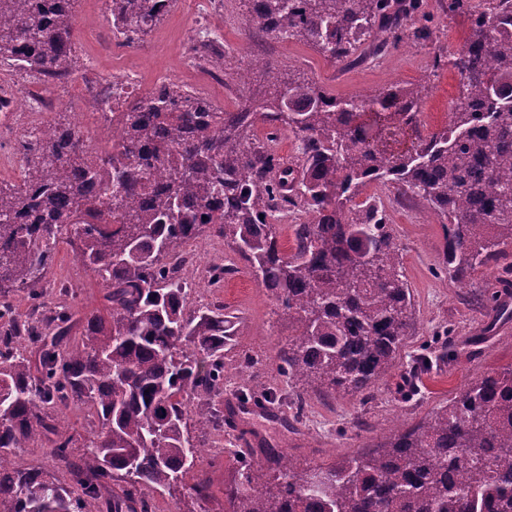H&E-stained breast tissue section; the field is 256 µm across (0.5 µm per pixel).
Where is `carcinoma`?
<instances>
[{
	"label": "carcinoma",
	"mask_w": 512,
	"mask_h": 512,
	"mask_svg": "<svg viewBox=\"0 0 512 512\" xmlns=\"http://www.w3.org/2000/svg\"><path fill=\"white\" fill-rule=\"evenodd\" d=\"M74 0H0V59L36 79L68 72ZM112 33L132 46L170 6L106 0ZM265 34L298 37L329 60L371 40L378 55L403 40L422 0H247ZM472 16L453 57L462 81L449 125L422 134L426 87H395L348 103L258 62L267 91L234 112L175 84L117 103L120 144L95 156L66 118L27 142L24 174L0 182V296L37 302L58 245L105 288L106 313L86 318L62 345L72 314L22 320L0 303V512H152L145 490L169 492L205 452L201 427L233 422L215 403L224 345L240 328L224 305L186 309L181 243L208 229L224 240L294 325L281 350L300 418L305 395L367 394L396 365L412 329V296L386 211L361 187L376 180L416 193L448 218L444 268L463 281L504 261L512 284V0H448ZM289 128L301 140L299 176L257 140ZM412 136L381 148L382 127ZM292 225L291 251L279 215ZM53 331L46 341V331ZM85 404L97 420L87 451L50 409ZM46 440L62 475L19 469L12 449ZM274 483L251 464L225 488L227 512H512V366L472 382L407 426L395 422L371 449L325 469L293 471L266 451Z\"/></svg>",
	"instance_id": "obj_1"
}]
</instances>
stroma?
<instances>
[{
  "mask_svg": "<svg viewBox=\"0 0 512 512\" xmlns=\"http://www.w3.org/2000/svg\"><path fill=\"white\" fill-rule=\"evenodd\" d=\"M203 7L204 0H175L143 42L128 48L127 61L140 74L139 93L153 90L159 74L176 85L190 87L195 58L188 33ZM235 13L237 24L218 29L232 58L224 71L223 84L211 96L219 108L236 109L243 89L238 73L251 57L258 56L268 58L280 70L302 73L307 81L339 99L379 93L394 85L424 84V133L440 131L447 125L449 105L460 94V76L452 69H434L432 56L438 48H462L471 28L468 14L449 12L448 0H423L421 12L408 20L406 36L397 49L353 65L329 62L295 38L268 46L265 39L253 33L247 10L239 6ZM75 29L78 60L67 80L44 83L11 69L0 84L11 93L20 91L27 97L49 100L47 112L52 122L63 112L75 115L91 111L83 84L86 72H93L104 82L112 79V57L100 48L101 36L108 29L105 0H78ZM379 191L384 194L389 227L413 296V330L399 350L396 367L376 382L372 398L312 394L306 398L312 413L300 422L251 418V428L286 451L299 472L328 466L341 456L368 448L385 434L391 422L417 423L477 378L512 365V288L496 291V300L488 298L498 265L489 263L468 281L457 282L442 266L444 218L434 214L422 198L397 199L393 191L382 190L375 182L362 187L358 197L363 200ZM195 263L202 270L213 264L236 268L223 283L203 290L210 301L238 314L244 326L236 344L224 348V400L238 398V390L245 383L255 394L276 396L277 409H284L289 388L279 371V353L292 333L287 313L279 309L267 288L240 268L232 249L199 254ZM66 285L77 288V298L62 294ZM43 286L42 311L63 304L72 308L74 326L67 343L80 338L86 315L105 309L102 286L83 267L70 245L57 248ZM246 353L256 364L242 381L235 372ZM415 357L430 361L431 366L413 376L406 364ZM203 440L209 451L195 469L209 479L211 498L197 500L182 487L170 495L155 493L151 496L154 512H224V487L238 463L227 451V434L209 430Z\"/></svg>",
  "mask_w": 512,
  "mask_h": 512,
  "instance_id": "1",
  "label": "stroma"
}]
</instances>
